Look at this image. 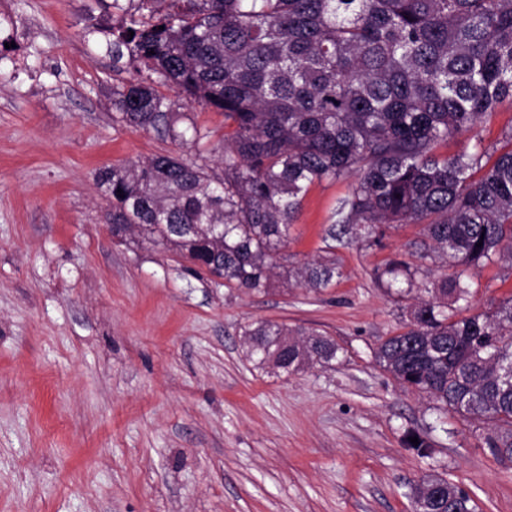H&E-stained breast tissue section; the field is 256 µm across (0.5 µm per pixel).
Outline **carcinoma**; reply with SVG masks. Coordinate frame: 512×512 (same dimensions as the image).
Listing matches in <instances>:
<instances>
[{
	"label": "carcinoma",
	"mask_w": 512,
	"mask_h": 512,
	"mask_svg": "<svg viewBox=\"0 0 512 512\" xmlns=\"http://www.w3.org/2000/svg\"><path fill=\"white\" fill-rule=\"evenodd\" d=\"M109 34L115 61L127 55L147 71L112 89L122 122L184 139L186 114L156 90L164 83L224 113L221 175L170 153L95 173L112 199V233L134 226L222 275L224 286L266 292L309 186L352 173L337 236L371 245L386 226L422 224L412 247L423 262L470 267L496 256L512 265V132L489 166L479 147L435 154L512 99V0H128ZM336 274L332 261L297 272L315 290ZM430 275L399 260L378 272L389 288L433 297L411 307L376 361L436 409L474 424L491 454L511 463L512 296L460 317L455 304L470 285L458 276L431 284ZM243 335L256 365L287 374L339 352L328 336L270 321ZM403 443L431 452L414 430ZM412 507L475 512L470 494L441 477L415 488Z\"/></svg>",
	"instance_id": "1"
}]
</instances>
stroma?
Masks as SVG:
<instances>
[{"label":"stroma","mask_w":512,"mask_h":512,"mask_svg":"<svg viewBox=\"0 0 512 512\" xmlns=\"http://www.w3.org/2000/svg\"><path fill=\"white\" fill-rule=\"evenodd\" d=\"M112 0H0V512H412L439 475L477 512H512V464L458 415L439 414L375 360L408 322L386 288L390 260L416 263L417 224L380 244L329 229L354 182L312 184L268 292L227 288L137 236L114 239L96 170L168 152L222 170L224 117L161 94L208 139H160L119 122L112 88ZM512 100L436 152L501 149ZM335 260L329 288L282 277ZM468 313L512 296V265L463 272ZM316 330L332 365L283 374L250 361L244 326ZM434 451L407 450V431Z\"/></svg>","instance_id":"35a3bbf8"}]
</instances>
